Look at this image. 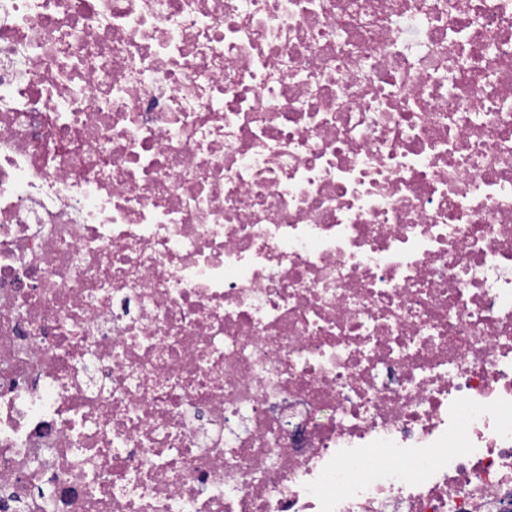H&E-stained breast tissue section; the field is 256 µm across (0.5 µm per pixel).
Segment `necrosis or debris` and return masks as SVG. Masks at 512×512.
I'll return each mask as SVG.
<instances>
[{
	"label": "necrosis or debris",
	"instance_id": "1",
	"mask_svg": "<svg viewBox=\"0 0 512 512\" xmlns=\"http://www.w3.org/2000/svg\"><path fill=\"white\" fill-rule=\"evenodd\" d=\"M0 512H512V0H0Z\"/></svg>",
	"mask_w": 512,
	"mask_h": 512
}]
</instances>
